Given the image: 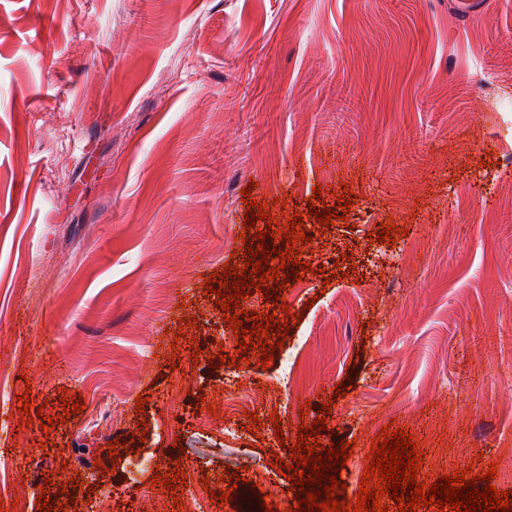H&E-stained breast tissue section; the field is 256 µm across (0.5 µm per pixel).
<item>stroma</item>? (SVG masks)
<instances>
[{
	"instance_id": "1",
	"label": "stroma",
	"mask_w": 512,
	"mask_h": 512,
	"mask_svg": "<svg viewBox=\"0 0 512 512\" xmlns=\"http://www.w3.org/2000/svg\"><path fill=\"white\" fill-rule=\"evenodd\" d=\"M345 184L352 210L320 230L313 186L333 209ZM246 186L286 198L280 225L305 213L316 272L285 293L277 318L302 320L269 368H213L230 324L205 279L248 250ZM0 225V512L67 482L60 449L105 460L115 439L77 512L102 483L109 512H171L150 478L179 457L191 486L240 469L287 506L289 452L248 415L297 443L347 378L321 444L356 440L349 499L388 425L428 484L495 464L512 490V0H0ZM28 389L84 410L22 425Z\"/></svg>"
}]
</instances>
